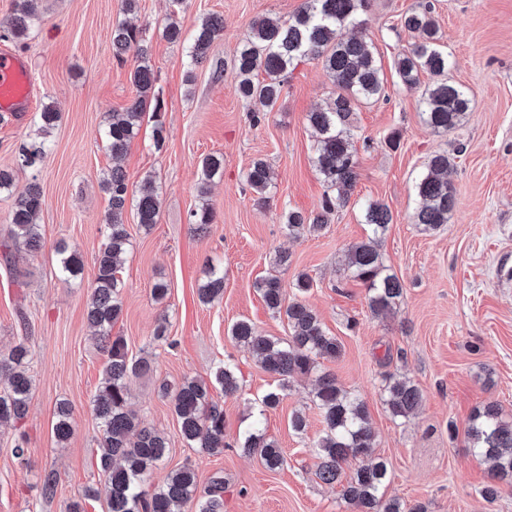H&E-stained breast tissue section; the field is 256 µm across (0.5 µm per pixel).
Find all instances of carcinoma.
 <instances>
[{
	"mask_svg": "<svg viewBox=\"0 0 512 512\" xmlns=\"http://www.w3.org/2000/svg\"><path fill=\"white\" fill-rule=\"evenodd\" d=\"M364 4L365 0H304L298 13L286 21L258 18L235 57L241 96L247 100L256 98L269 108L275 106L282 94L286 72L303 57L322 59L336 83V94L326 106L306 115L308 125L317 132V168L330 194L325 196L321 211L310 217L288 211L285 228L293 237L325 229L328 215L348 202L358 180L350 119L357 103L381 97L383 78L368 44L355 37L341 38L339 31L358 24L359 10ZM40 22L34 0H18L4 37L21 42ZM402 24L419 35L412 50L395 61L403 85L409 90L422 89V117L433 131L448 133L458 129L470 109L471 95L465 86L448 81L450 60L438 44L431 9L426 6L406 14ZM223 32V17L213 14L203 18L187 47L188 65L206 59ZM111 43L117 60H124L133 49L141 59L130 73L135 96L124 112L112 115L103 130L107 149L117 160L126 155L148 113L154 119L155 145L161 147L163 122L155 76L146 48L141 46V30L119 21L112 27ZM260 72L264 73L261 80ZM423 73L432 77V82L424 87L420 81ZM57 120L58 113L53 107H43L37 133L20 147L21 165L35 168L43 161L49 151L48 137ZM222 165L219 156L203 158L200 195L208 193V185ZM453 169V158L448 153H435L416 184L420 206L414 213V223L426 232L442 228L452 216L456 205L450 178ZM244 181L263 202L274 177L269 165L259 159L248 168ZM102 189L108 195L105 224L109 233L96 257L87 321L95 329L99 349L107 357L93 411L102 428L97 466L108 485V512H187L191 504L195 512H224V481L212 480L205 495L197 496L198 472L191 464L171 471L160 486L151 490L141 488L152 468L168 456L171 443L164 434L146 425L132 408L130 380L147 367L148 361L130 358L124 340L112 337L111 329L123 311L124 284L120 272L122 257L130 245L123 222L127 202L134 204L138 223L150 228L158 221L160 200L153 176H145L131 193L119 166L104 175ZM42 205L41 187L35 181L14 199L9 235L0 241V251L5 256H10L12 247L18 243L31 255L41 250L37 217ZM363 219L369 227L368 237L348 249L344 266L351 278L366 287L371 313L387 317L395 314L404 293L402 282L390 271L379 250V240L391 224L392 214L386 205L369 202L364 207ZM56 254L61 280L67 282L82 275L84 264L77 251L60 243ZM312 287L313 281L305 274L296 277L291 293L275 276L255 283L268 310L287 322L288 340L265 336L248 320H238L228 329L230 339L249 348L262 368L278 381V389L264 395L261 404L267 409L276 408L290 388L291 375L317 374L313 402L323 424V434L311 445L318 460L317 477L327 484H341L342 499L355 512H423L420 505L409 507L398 498L386 496L390 473L387 463L373 456L376 433L364 401L342 388L334 374L319 369V360L340 356L341 344L326 331L304 299ZM223 293L224 268L210 264L198 296L208 304ZM27 340L28 337H22L0 358V376L5 380L0 387V425L18 423L28 412L32 381L26 367L32 350ZM213 380L226 396L239 391L238 378L229 365L217 366ZM162 392L170 398L181 440L187 447L199 448L209 455H218L229 447L224 437V409L213 401L209 384L191 378L172 393L166 386ZM382 397L391 418L403 423L415 417L423 403V394L416 385L394 376L386 378ZM71 419V406L58 403L53 424L58 441L65 442L71 437ZM466 442L474 458L485 466L481 495L493 502L503 486L512 487V419L504 416L497 403L488 402L471 414ZM239 448L258 457L270 471L286 463L283 449L266 435L258 420L245 432Z\"/></svg>",
	"mask_w": 512,
	"mask_h": 512,
	"instance_id": "1",
	"label": "carcinoma"
}]
</instances>
